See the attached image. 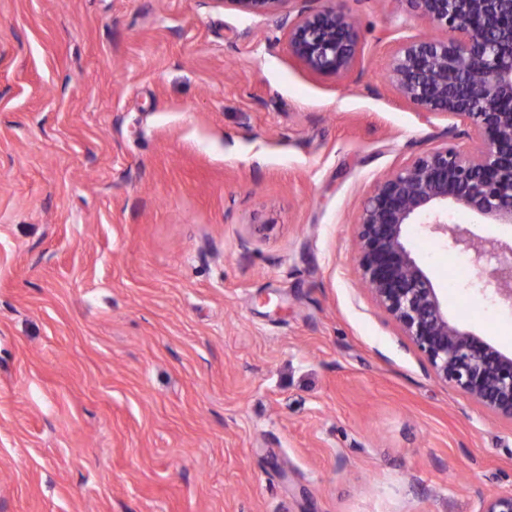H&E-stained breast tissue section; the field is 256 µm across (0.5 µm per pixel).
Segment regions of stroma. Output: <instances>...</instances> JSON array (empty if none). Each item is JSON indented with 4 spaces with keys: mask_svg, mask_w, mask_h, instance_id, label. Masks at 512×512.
I'll return each mask as SVG.
<instances>
[{
    "mask_svg": "<svg viewBox=\"0 0 512 512\" xmlns=\"http://www.w3.org/2000/svg\"><path fill=\"white\" fill-rule=\"evenodd\" d=\"M311 75L211 0H0V512H480L512 424L437 380L354 266L375 184L460 121L387 87L407 0H336ZM448 314H512L410 226Z\"/></svg>",
    "mask_w": 512,
    "mask_h": 512,
    "instance_id": "stroma-1",
    "label": "stroma"
}]
</instances>
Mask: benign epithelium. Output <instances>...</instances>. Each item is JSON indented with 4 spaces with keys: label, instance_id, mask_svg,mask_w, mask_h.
<instances>
[{
    "label": "benign epithelium",
    "instance_id": "obj_1",
    "mask_svg": "<svg viewBox=\"0 0 512 512\" xmlns=\"http://www.w3.org/2000/svg\"><path fill=\"white\" fill-rule=\"evenodd\" d=\"M277 19L290 56L312 75L348 80L360 67L354 18L330 0H212ZM431 30L394 42L388 88L428 118L459 120L471 147L446 142L386 174L356 223L355 265L377 306L397 325L439 380L512 424V354L448 316L410 244L407 228L424 224L469 256L494 304L512 310V241L451 224L456 211L483 224L512 227V0H406ZM482 79L472 81L473 71ZM481 512H512V492L483 501Z\"/></svg>",
    "mask_w": 512,
    "mask_h": 512
}]
</instances>
